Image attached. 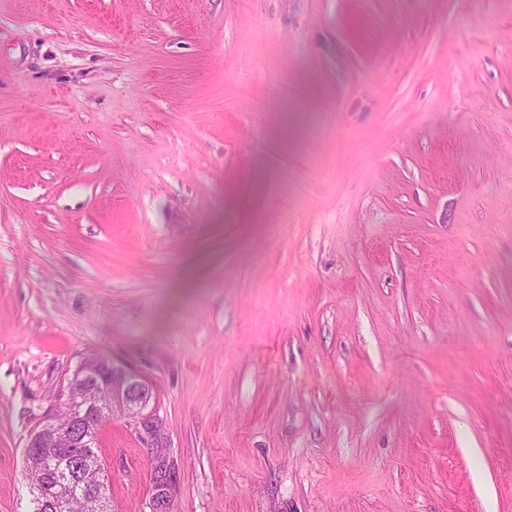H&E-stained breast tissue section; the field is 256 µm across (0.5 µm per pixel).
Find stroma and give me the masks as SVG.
<instances>
[{"label": "stroma", "mask_w": 512, "mask_h": 512, "mask_svg": "<svg viewBox=\"0 0 512 512\" xmlns=\"http://www.w3.org/2000/svg\"><path fill=\"white\" fill-rule=\"evenodd\" d=\"M92 355L112 512H512V0H0V512Z\"/></svg>", "instance_id": "stroma-1"}]
</instances>
